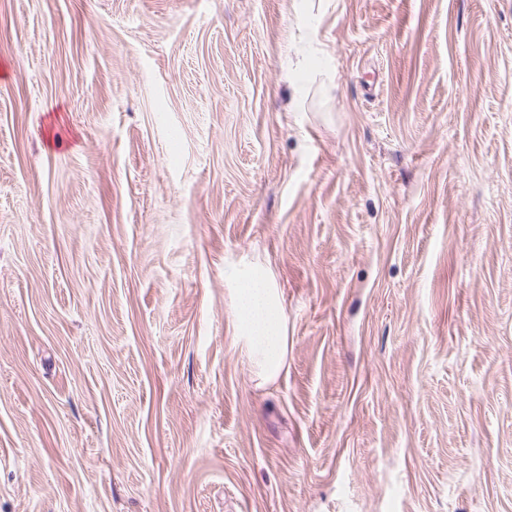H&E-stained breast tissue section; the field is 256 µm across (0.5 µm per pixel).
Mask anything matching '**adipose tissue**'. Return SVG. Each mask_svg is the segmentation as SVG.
Here are the masks:
<instances>
[{"instance_id":"obj_1","label":"adipose tissue","mask_w":512,"mask_h":512,"mask_svg":"<svg viewBox=\"0 0 512 512\" xmlns=\"http://www.w3.org/2000/svg\"><path fill=\"white\" fill-rule=\"evenodd\" d=\"M236 286L229 299L237 334L235 345L255 378L265 384L283 372L288 353L284 298L270 272L259 265L232 270Z\"/></svg>"}]
</instances>
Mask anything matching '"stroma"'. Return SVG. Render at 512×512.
<instances>
[{
	"mask_svg": "<svg viewBox=\"0 0 512 512\" xmlns=\"http://www.w3.org/2000/svg\"><path fill=\"white\" fill-rule=\"evenodd\" d=\"M0 512H512V0H0ZM236 283L229 299L237 334L235 345L249 363L258 385L277 379L288 353L284 298L270 272L261 265L228 274Z\"/></svg>",
	"mask_w": 512,
	"mask_h": 512,
	"instance_id": "stroma-1",
	"label": "stroma"
}]
</instances>
